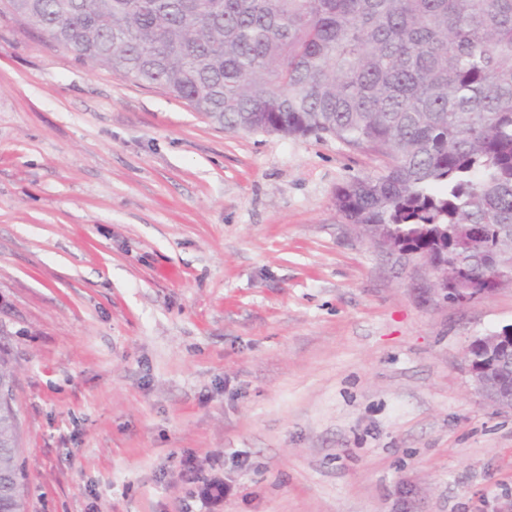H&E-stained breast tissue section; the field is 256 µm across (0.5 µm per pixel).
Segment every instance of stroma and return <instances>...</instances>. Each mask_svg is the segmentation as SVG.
<instances>
[{"mask_svg":"<svg viewBox=\"0 0 512 512\" xmlns=\"http://www.w3.org/2000/svg\"><path fill=\"white\" fill-rule=\"evenodd\" d=\"M337 140L231 133L0 12V359L25 512H502L512 412L336 190Z\"/></svg>","mask_w":512,"mask_h":512,"instance_id":"stroma-1","label":"stroma"}]
</instances>
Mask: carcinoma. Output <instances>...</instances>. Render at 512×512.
<instances>
[{
	"label": "carcinoma",
	"mask_w": 512,
	"mask_h": 512,
	"mask_svg": "<svg viewBox=\"0 0 512 512\" xmlns=\"http://www.w3.org/2000/svg\"><path fill=\"white\" fill-rule=\"evenodd\" d=\"M76 60L231 132L387 159L336 190L350 224L448 248V285L512 279V0H4ZM0 410V512H24Z\"/></svg>",
	"instance_id": "cac0c4a2"
}]
</instances>
